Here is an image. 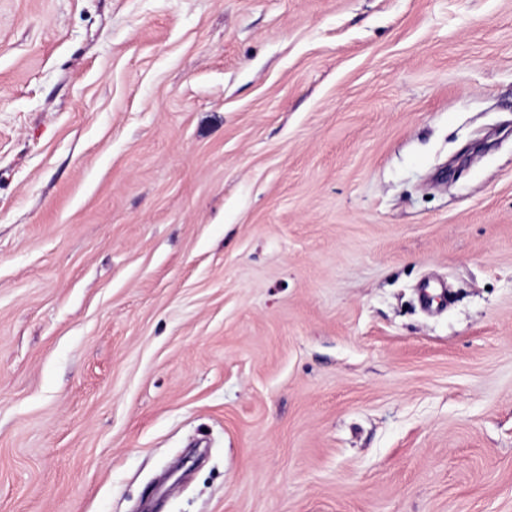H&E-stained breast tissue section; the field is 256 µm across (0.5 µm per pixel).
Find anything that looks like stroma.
<instances>
[{"label":"stroma","mask_w":512,"mask_h":512,"mask_svg":"<svg viewBox=\"0 0 512 512\" xmlns=\"http://www.w3.org/2000/svg\"><path fill=\"white\" fill-rule=\"evenodd\" d=\"M0 512H512V0H0Z\"/></svg>","instance_id":"obj_1"}]
</instances>
